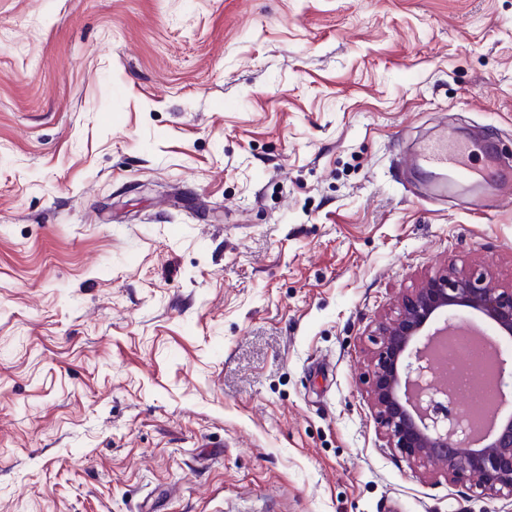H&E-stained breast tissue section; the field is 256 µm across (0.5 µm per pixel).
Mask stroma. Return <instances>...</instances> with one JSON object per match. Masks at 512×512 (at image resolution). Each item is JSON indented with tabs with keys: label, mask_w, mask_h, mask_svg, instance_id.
Wrapping results in <instances>:
<instances>
[{
	"label": "stroma",
	"mask_w": 512,
	"mask_h": 512,
	"mask_svg": "<svg viewBox=\"0 0 512 512\" xmlns=\"http://www.w3.org/2000/svg\"><path fill=\"white\" fill-rule=\"evenodd\" d=\"M512 0H0V512H512L411 466L375 320L512 283ZM470 153L469 143L442 136L420 147L416 163L423 174L437 178L449 172L454 182H471L476 173L469 161Z\"/></svg>",
	"instance_id": "stroma-1"
}]
</instances>
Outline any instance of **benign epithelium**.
<instances>
[{"mask_svg":"<svg viewBox=\"0 0 512 512\" xmlns=\"http://www.w3.org/2000/svg\"><path fill=\"white\" fill-rule=\"evenodd\" d=\"M459 308L480 313L512 342V286L450 265L401 295L376 322L369 395L388 447L409 464L440 471L450 484L466 479L483 499H512V415H501L512 395L505 380L512 377V357L493 346L492 409L478 425L434 378L432 346L455 324Z\"/></svg>","mask_w":512,"mask_h":512,"instance_id":"1","label":"benign epithelium"}]
</instances>
